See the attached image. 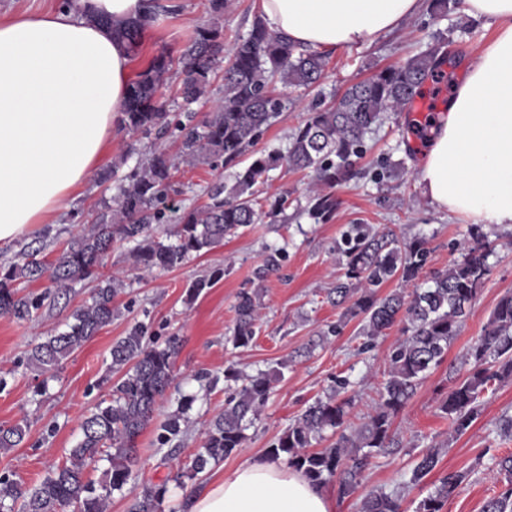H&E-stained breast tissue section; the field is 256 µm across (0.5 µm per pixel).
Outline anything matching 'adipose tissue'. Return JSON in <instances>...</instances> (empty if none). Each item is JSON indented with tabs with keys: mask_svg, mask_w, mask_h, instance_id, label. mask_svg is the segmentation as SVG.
<instances>
[{
	"mask_svg": "<svg viewBox=\"0 0 512 512\" xmlns=\"http://www.w3.org/2000/svg\"><path fill=\"white\" fill-rule=\"evenodd\" d=\"M422 0H260L274 32L323 51L371 42ZM497 27L449 96L417 181L430 204L512 228V0H463ZM145 0H75L0 16V242L67 209L119 134L132 53L98 24ZM192 512H333L324 485L279 459L243 460L195 493Z\"/></svg>",
	"mask_w": 512,
	"mask_h": 512,
	"instance_id": "adipose-tissue-1",
	"label": "adipose tissue"
}]
</instances>
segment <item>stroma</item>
I'll use <instances>...</instances> for the list:
<instances>
[{"instance_id":"1","label":"stroma","mask_w":512,"mask_h":512,"mask_svg":"<svg viewBox=\"0 0 512 512\" xmlns=\"http://www.w3.org/2000/svg\"><path fill=\"white\" fill-rule=\"evenodd\" d=\"M172 2L178 5V12L159 14L144 31L141 46L133 54L132 70L140 72L155 56L166 55L169 73L161 94L168 112L181 119L191 113L199 119L223 95L224 66L215 65L209 93L187 106L179 94L181 57L196 27L210 20V0ZM494 35L495 28L487 20L470 17L462 9L436 15L425 8L374 42L329 52L326 77L320 86L278 88L285 107L263 131L253 152L285 153L292 131L313 105H334L350 84L375 70L403 64L439 37L452 41L446 81L427 82L406 111L390 115L368 135L362 174L335 187L340 205L328 222L314 223L305 210L310 173L283 165L270 171L268 180L255 188L256 199L265 207L276 197L287 195L288 207L277 221L264 218L241 228L236 236L225 238L223 244L191 257L180 267L139 277L133 243H116L103 272L126 283L118 298L119 313L79 351L63 359L53 379H45L39 370L27 365L26 357L36 344L64 330L70 312L89 301L93 282L74 285L67 298L45 304L32 319L0 316V426L21 421L28 426L19 446L0 452V473L11 472L16 479L33 485L66 461L70 448L81 437V417L101 401L110 400L112 386L119 379L111 367L113 343L140 323L148 326L158 344H165L173 335L182 340L176 379L137 440L141 480L167 486L162 512H189L190 492L200 489L206 480L201 474L181 485L175 477L199 448L205 424L224 408L222 376L226 368L253 375L278 366L282 373L273 380L259 417L248 425L242 448L224 458L225 469L246 458H265L267 448L316 399L331 394L339 378L351 382L348 392L354 395L355 405L350 421L360 423L377 399L387 354L400 331L389 330L368 350L358 321L340 323V308L327 298L328 289L342 273L332 248L348 225L370 224L392 228L402 241L425 236L427 271L444 269L459 257L468 244L472 221L438 211L422 196L416 171L427 140L413 136L410 127L419 122L422 113L442 111L445 100L461 83L467 62ZM253 152L215 170L179 165L173 174L177 204H202L207 188L217 182L232 183L235 172L250 163ZM380 160L396 165L399 178L375 182L372 174ZM115 192L114 182L99 185L88 180L69 210L57 215L53 224L34 225L18 240L1 244L0 263L13 258L28 243L42 248L46 261L54 262L63 242L81 230L82 219H94L101 199ZM488 237L495 244L489 258L492 271L459 335L441 365L427 374L395 418L392 448L374 459L356 492L339 494L337 483L328 482L327 488L334 494V512H359L363 496L377 488L398 490L404 512H415L439 478L451 471L464 472L467 479L451 495L443 512H481L484 500L502 489L504 477L496 462L512 453V437L504 436L500 429L503 416H512V378L483 394L480 414L464 434H455L438 410L440 400L467 374V348L481 335L501 296L512 291V230L495 228L489 230ZM273 245L286 248L280 268L264 283H257L254 271L267 247ZM214 272L219 275L216 283L188 298L190 283ZM257 285L263 288L261 328L249 346L238 348L232 343L236 297L241 289ZM336 323L341 324V333L327 336L328 327ZM186 395L194 396L195 402L184 434L160 443L161 423ZM431 448L439 451L436 468L419 484H408L417 460Z\"/></svg>"}]
</instances>
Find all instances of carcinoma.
Wrapping results in <instances>:
<instances>
[{"mask_svg":"<svg viewBox=\"0 0 512 512\" xmlns=\"http://www.w3.org/2000/svg\"><path fill=\"white\" fill-rule=\"evenodd\" d=\"M225 0H211L214 20L196 30L191 45L182 57L180 94L192 103L208 92L211 73L219 57L228 54L224 68V96L199 122L184 123L170 118L159 103L166 56L154 58L130 84L119 124L134 137L170 136L179 151L172 155L154 149L121 178L118 194L103 200L104 213L90 227L73 236L51 265L40 258L41 249L23 248L17 259L0 265V315L28 320L46 301L53 303L67 296L73 285L98 278L112 246L133 241L136 270L145 277L183 265L192 255L206 252L224 242L239 229L265 216L275 219L286 199L279 197L261 213L254 208V187L265 182L268 173L285 163L292 170L308 171L307 212L317 223L329 221L339 206L329 189L347 183L359 173L360 161L367 152L365 138L380 125L386 114L405 109L419 94L423 83L434 77L448 55V42L439 38L426 51L398 66L375 71L368 78L349 86L336 105L308 113L305 122L293 131L287 154L257 152L252 162L237 171L232 184H214L207 202L182 210L178 224L164 229L168 195L176 192L173 172L179 163L206 165L211 169L228 164L255 144L263 129L282 112L284 104L274 94L275 85L309 88L324 75L326 56L310 47L295 44L286 36L271 31L258 18L247 36L224 48ZM179 6L156 2L139 17L99 23L112 28L114 36L135 51L143 31L159 11L175 13ZM484 225L471 227L470 245L447 269L434 271L425 284L420 275L429 250L423 237L403 246L389 227L375 230L367 224H352L341 235L334 252L343 274L329 289L331 303L342 309L339 322L357 319L361 332L373 340L395 325H401V338L389 350L388 378L382 383L379 398L364 421L349 422L354 397L341 401L335 395L318 399L288 428L269 456H287L288 464L310 480L324 484L332 479L340 493L354 492L366 468L376 455L391 444L393 419L413 397L426 374L439 366L452 340L459 335L469 309L489 273L487 259L494 245L483 233ZM284 248L269 247L256 279L266 280L277 272ZM48 278L52 290L24 294L15 287L18 281ZM399 288L379 295L389 281ZM123 281L109 277L93 289L90 301L72 311L66 329L35 345L29 363L43 374H51L68 357L112 323L115 298ZM259 292L244 289L237 295L236 323L232 341L248 346L258 330ZM180 350L177 336L165 346L150 344L143 325L112 345V370L121 374L112 390V399L98 404L80 422L81 439L69 451L66 463L42 481L28 486L0 475V512H59L66 507L75 512H106L112 492L129 489V512H160L167 493L164 484L135 487L141 464L137 439L154 418L160 401L175 380V359ZM471 364L467 376L442 400L440 411L454 431L461 435L476 420L479 399L495 382L512 377V294L497 302L483 333L466 351ZM280 371H260L244 375L228 367L224 382L229 390L224 410L203 432V443L185 477L194 479L213 462L237 451L245 439L247 424L266 404L271 383ZM194 398L188 397L168 415L160 440L167 442L182 433V422ZM27 425L0 428V450L17 447ZM338 434L331 448H312L326 430ZM110 468L106 481L95 488L86 480L87 467L100 459L105 450ZM438 464V451L429 449L411 470L409 482H420ZM505 476L502 490L489 497L482 512H512V455L497 462ZM466 475L450 472L416 507V512H443L450 495ZM361 512H403L401 495L383 489L366 494Z\"/></svg>","mask_w":512,"mask_h":512,"instance_id":"carcinoma-1","label":"carcinoma"}]
</instances>
